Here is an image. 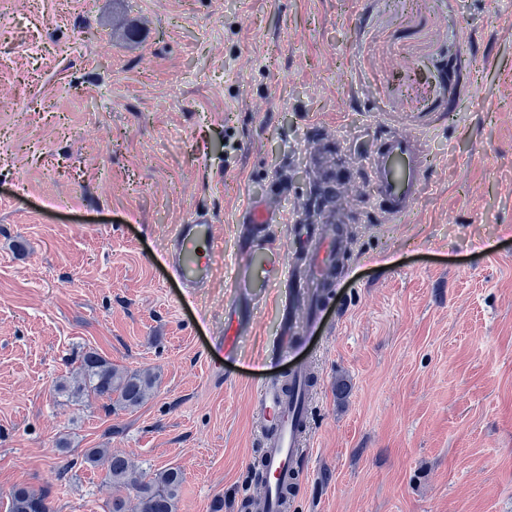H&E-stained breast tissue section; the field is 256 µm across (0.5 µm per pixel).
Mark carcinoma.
Here are the masks:
<instances>
[{
  "label": "carcinoma",
  "mask_w": 512,
  "mask_h": 512,
  "mask_svg": "<svg viewBox=\"0 0 512 512\" xmlns=\"http://www.w3.org/2000/svg\"><path fill=\"white\" fill-rule=\"evenodd\" d=\"M157 376L150 370L120 369L93 350L84 353L80 377L61 384L74 397L91 391L119 407L129 410L140 407L155 387ZM82 463L91 468L103 467V481L112 486V499L107 512H176L184 480L179 469L167 468L147 477L128 457L114 454L107 448H88ZM123 489L134 492V498L120 494ZM8 512H52L48 494L36 493L25 485L10 492Z\"/></svg>",
  "instance_id": "cac0c4a2"
}]
</instances>
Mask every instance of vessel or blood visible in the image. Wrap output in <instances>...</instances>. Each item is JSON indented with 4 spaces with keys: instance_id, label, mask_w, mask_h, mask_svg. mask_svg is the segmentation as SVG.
<instances>
[{
    "instance_id": "b4317fda",
    "label": "vessel or blood",
    "mask_w": 512,
    "mask_h": 512,
    "mask_svg": "<svg viewBox=\"0 0 512 512\" xmlns=\"http://www.w3.org/2000/svg\"><path fill=\"white\" fill-rule=\"evenodd\" d=\"M431 166V159L422 144L413 136H387L375 152L367 169L375 199L385 213L394 218L408 215L418 200ZM254 228L248 249L235 269L231 288L234 295H250L255 269H265L269 279H278L276 266L266 259L264 226L268 215L262 205H252L244 217ZM325 229L302 224L298 232L308 246L309 257L304 272L289 270L287 276L293 294L300 298L301 308L291 311L282 320L284 336H291L298 323L313 326L320 318L316 297L310 286H324L331 267L340 265L347 248L343 232H331V225L342 224L340 213H329ZM169 266L177 279L186 286H196L211 278L218 257L217 237L207 216H196L190 223L179 225L171 241ZM249 322L243 311H236L233 321L224 328V351L238 349V338ZM263 415L260 439L264 448L261 458L267 480L261 488L264 512H287V482H301L300 466L303 442L310 415L309 388L303 378H296L292 395H285L273 383L266 384L258 394Z\"/></svg>"
}]
</instances>
